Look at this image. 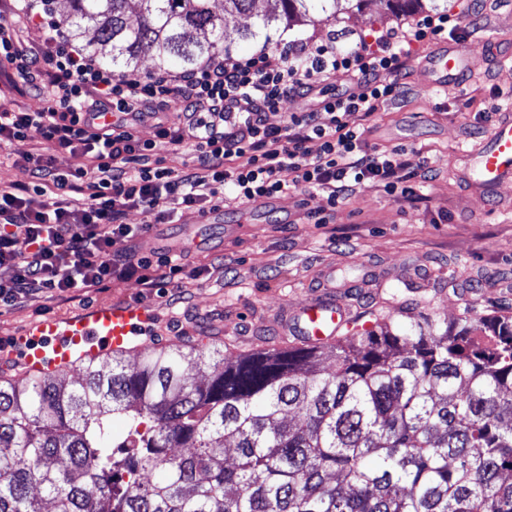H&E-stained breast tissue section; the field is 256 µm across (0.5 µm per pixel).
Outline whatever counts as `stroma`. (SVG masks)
<instances>
[{"mask_svg":"<svg viewBox=\"0 0 512 512\" xmlns=\"http://www.w3.org/2000/svg\"><path fill=\"white\" fill-rule=\"evenodd\" d=\"M471 6L472 0H448L456 32L413 44L398 94L381 99L365 124L368 146L426 158L434 177L417 197L392 195L366 179L334 206L326 194L291 191L251 215L228 209L222 223L200 226V243L166 287L147 288L131 278L40 293L0 306V332L131 299L156 310L148 332L155 343L178 336L245 342L253 332L273 337L285 307L328 289L358 326L417 319L419 308L392 299L395 288L432 296L433 312L448 321L495 311L512 315V184L490 194L477 190L460 155L486 136L500 108L512 104V11L486 7L476 20ZM396 22L385 0H364L358 10L340 6L333 17L278 28L267 40L237 42L231 55L251 56L333 32L348 48ZM457 35L469 46L468 80L435 89L426 59L439 41ZM310 212L327 215L328 223H308Z\"/></svg>","mask_w":512,"mask_h":512,"instance_id":"stroma-1","label":"stroma"}]
</instances>
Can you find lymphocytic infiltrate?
I'll return each instance as SVG.
<instances>
[{
	"label": "lymphocytic infiltrate",
	"instance_id": "1",
	"mask_svg": "<svg viewBox=\"0 0 512 512\" xmlns=\"http://www.w3.org/2000/svg\"><path fill=\"white\" fill-rule=\"evenodd\" d=\"M8 2L0 16V73L44 106H0V147L11 148L31 173L29 183L0 186V268L7 271L1 306L128 276L158 288L181 273L176 253L113 251L115 240L139 233L123 221L130 208L161 224L182 209L203 213L298 190L325 192L334 205L367 178L410 198L415 180L432 177L407 154L367 147L363 124L379 99L397 92L413 43L447 30L445 15H409L354 50L330 37L285 53L211 59L177 75H117L63 31L36 21L27 0ZM339 72L346 84L325 98L327 80ZM298 95L312 99L310 111L290 113L280 126L267 123V113ZM351 114L358 125L348 123ZM147 117L151 140L135 129ZM314 140L315 154L308 148ZM160 145L192 155L193 166L178 171L154 162ZM58 152L78 166L57 169Z\"/></svg>",
	"mask_w": 512,
	"mask_h": 512
}]
</instances>
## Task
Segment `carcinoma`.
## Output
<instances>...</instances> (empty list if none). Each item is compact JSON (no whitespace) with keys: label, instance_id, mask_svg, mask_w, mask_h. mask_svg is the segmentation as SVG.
Masks as SVG:
<instances>
[{"label":"carcinoma","instance_id":"carcinoma-1","mask_svg":"<svg viewBox=\"0 0 512 512\" xmlns=\"http://www.w3.org/2000/svg\"><path fill=\"white\" fill-rule=\"evenodd\" d=\"M114 68L189 69L336 0H67ZM0 381V512H512V316L380 325L234 359L181 340ZM129 429L118 441L112 416ZM158 471L160 478L149 474Z\"/></svg>","mask_w":512,"mask_h":512}]
</instances>
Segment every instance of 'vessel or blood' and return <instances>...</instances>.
<instances>
[{
	"instance_id": "obj_1",
	"label": "vessel or blood",
	"mask_w": 512,
	"mask_h": 512,
	"mask_svg": "<svg viewBox=\"0 0 512 512\" xmlns=\"http://www.w3.org/2000/svg\"><path fill=\"white\" fill-rule=\"evenodd\" d=\"M464 41L440 47L429 58L433 84H462L469 73ZM476 184L492 190L512 182V112L499 113L491 132L468 152ZM156 312L136 301L115 302L60 320L46 317L0 340V359L20 360L25 373H62L75 364L100 361L108 353L128 350L139 329L150 326ZM351 319L350 311L328 293L286 314L280 336H300L308 343L328 340Z\"/></svg>"
}]
</instances>
